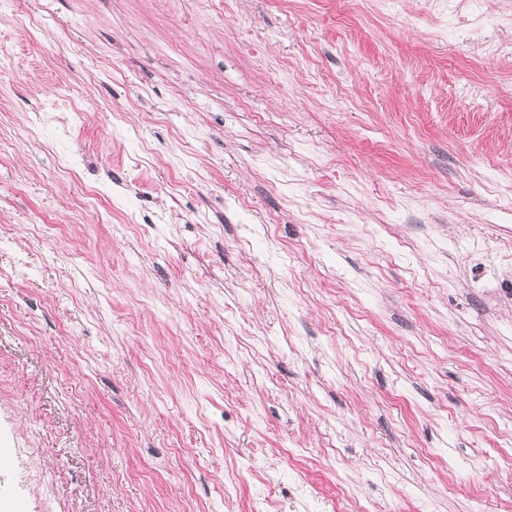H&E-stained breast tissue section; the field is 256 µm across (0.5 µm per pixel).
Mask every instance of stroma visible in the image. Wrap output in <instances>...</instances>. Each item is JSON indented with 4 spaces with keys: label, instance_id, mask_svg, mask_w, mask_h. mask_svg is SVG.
<instances>
[{
    "label": "stroma",
    "instance_id": "1",
    "mask_svg": "<svg viewBox=\"0 0 512 512\" xmlns=\"http://www.w3.org/2000/svg\"><path fill=\"white\" fill-rule=\"evenodd\" d=\"M500 43L512 0H0L38 512H512Z\"/></svg>",
    "mask_w": 512,
    "mask_h": 512
}]
</instances>
